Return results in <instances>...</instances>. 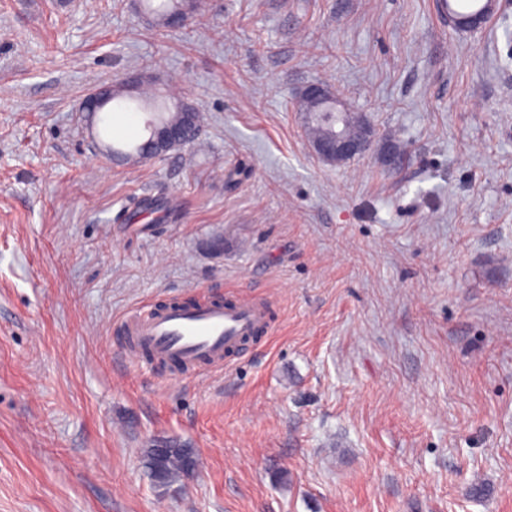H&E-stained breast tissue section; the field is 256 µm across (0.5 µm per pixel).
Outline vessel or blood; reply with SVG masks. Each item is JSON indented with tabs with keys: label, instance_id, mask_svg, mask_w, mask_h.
<instances>
[{
	"label": "vessel or blood",
	"instance_id": "obj_1",
	"mask_svg": "<svg viewBox=\"0 0 512 512\" xmlns=\"http://www.w3.org/2000/svg\"><path fill=\"white\" fill-rule=\"evenodd\" d=\"M270 323L263 300H203L143 307L127 320L126 331L147 365L195 375L229 365L268 334Z\"/></svg>",
	"mask_w": 512,
	"mask_h": 512
}]
</instances>
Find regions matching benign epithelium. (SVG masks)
Instances as JSON below:
<instances>
[{"label":"benign epithelium","instance_id":"benign-epithelium-1","mask_svg":"<svg viewBox=\"0 0 512 512\" xmlns=\"http://www.w3.org/2000/svg\"><path fill=\"white\" fill-rule=\"evenodd\" d=\"M497 0H485L483 8L467 17H455L450 23L460 30L477 31L495 8ZM112 96V86L103 85L87 94L81 103V111L94 116L101 103ZM305 100L318 104L312 119L328 127L326 135L310 143L313 154L325 162H343L363 156L370 149L372 128L362 115H353L345 102L331 97L327 85L322 82L307 84L301 91ZM193 123L186 121L180 126H153L144 144L142 159L149 160L166 155L169 151L187 145L193 135Z\"/></svg>","mask_w":512,"mask_h":512}]
</instances>
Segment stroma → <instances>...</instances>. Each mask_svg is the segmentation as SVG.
Listing matches in <instances>:
<instances>
[{"mask_svg": "<svg viewBox=\"0 0 512 512\" xmlns=\"http://www.w3.org/2000/svg\"><path fill=\"white\" fill-rule=\"evenodd\" d=\"M0 0V512H512V0ZM140 74L202 115L143 162ZM321 81L398 135L312 154ZM261 297L223 371L127 353L147 305ZM193 449L156 485L143 451ZM142 2L145 12L151 15L159 25L166 26V21L175 15L169 21L171 29L180 28L184 21L189 20L197 7V0L196 2L193 0H142ZM483 8H481L475 14L467 17H454L449 22L460 30L477 31L483 27L486 18L491 14L495 8L497 0H485ZM110 96H112L111 101L122 98L124 96L123 85L116 83L114 85L98 86L83 98L81 103V112H87L89 116L93 117L101 103ZM168 448H155V456L161 460ZM164 484L174 482L182 477L192 475L198 467V460L190 448H170L162 464Z\"/></svg>", "mask_w": 512, "mask_h": 512, "instance_id": "obj_1", "label": "stroma"}]
</instances>
